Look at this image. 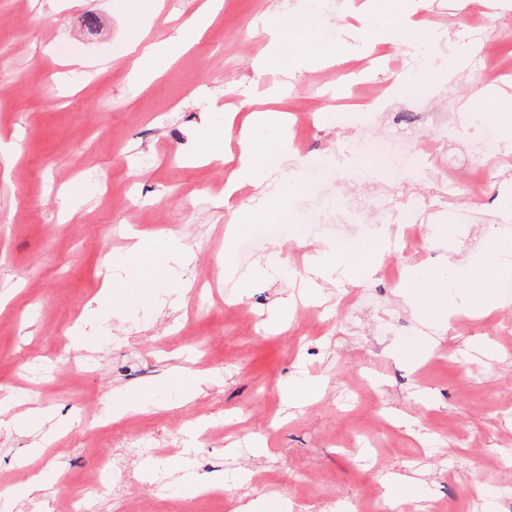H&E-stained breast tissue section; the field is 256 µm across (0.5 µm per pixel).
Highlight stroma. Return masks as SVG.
<instances>
[{
	"label": "stroma",
	"instance_id": "1",
	"mask_svg": "<svg viewBox=\"0 0 512 512\" xmlns=\"http://www.w3.org/2000/svg\"><path fill=\"white\" fill-rule=\"evenodd\" d=\"M126 2L0 0V140L16 145L0 157V399L16 411L52 407L81 419L50 438L39 427L0 432V490L61 471L46 508L64 512L96 456L109 453L118 463L112 491L86 498V512H235L252 491L261 512H483L488 496L497 512H512V285L508 305L481 319L455 316L439 351L413 364L390 355L422 328L387 276L443 272L449 256H480L499 225H512L498 209L502 193H512V161H502L479 195L465 178L448 182L437 169L422 184H391L390 196L435 208L420 228V250L408 256L395 248L368 274L321 281L326 309L315 324L300 302L286 324L272 320L297 294L314 247L367 246L397 225L393 212L362 202L382 171L402 168L403 147L429 157L457 148L477 125L500 133L501 119L474 106L492 93L512 108V0L483 13L470 10L471 0H434L416 18L440 41L383 45L385 65L370 85L390 87L405 72L414 79L386 107L400 144L392 152H367L360 133L343 127L339 106L320 103L323 70L297 72L278 108L309 110L310 120L293 128L290 153L320 159L332 180L306 191L286 187L273 211L252 214L230 240L221 200L232 165L193 163V137L207 96L222 95L232 111L240 99L227 87L260 97L279 81L277 69L255 71L266 46L256 24L287 14L294 30L284 49L301 54L313 37L302 25L304 0H223L201 39L144 90L119 63L128 49ZM400 7L377 0L376 24L360 41L351 35L359 22L349 0L326 14V25L343 34L336 69L361 62L365 42H378ZM47 46L64 70L43 58ZM464 54L469 66L455 70ZM100 171L112 180L111 194L90 178ZM74 179L80 189L62 202ZM339 198L354 203L351 221L360 227L343 243L320 220ZM286 215L308 216L309 235L285 229L289 251L235 301L225 252L239 270L250 268L272 251L267 225ZM133 230L153 233L157 251L127 255ZM173 239L190 247L188 267L166 264L161 248ZM108 260L113 311L95 317L90 303ZM182 280L192 286L181 297ZM364 291L374 296L370 309L339 311L342 297ZM40 356L56 363L54 387L18 400L24 362ZM177 369L206 380L191 402L169 381ZM304 371L320 377L322 393L287 407L281 387ZM119 390L139 393L142 407L103 428ZM142 433L149 449L138 452ZM186 451L198 475L223 478V497L187 491L176 469ZM397 476L422 481L419 501L386 504L382 481Z\"/></svg>",
	"mask_w": 512,
	"mask_h": 512
}]
</instances>
